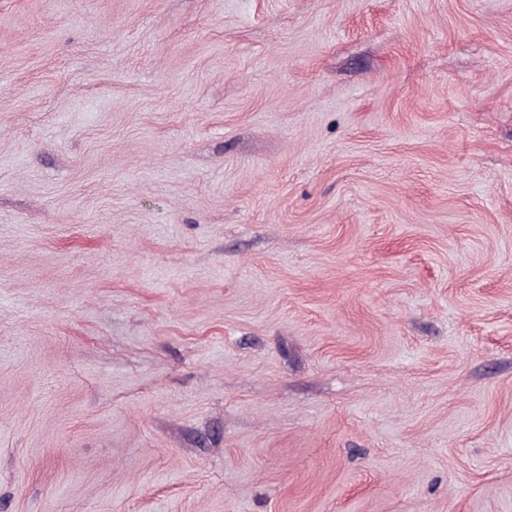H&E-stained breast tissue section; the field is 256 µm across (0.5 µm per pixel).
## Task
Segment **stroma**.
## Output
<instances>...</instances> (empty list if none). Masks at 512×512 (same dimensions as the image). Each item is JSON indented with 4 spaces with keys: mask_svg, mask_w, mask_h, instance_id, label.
<instances>
[{
    "mask_svg": "<svg viewBox=\"0 0 512 512\" xmlns=\"http://www.w3.org/2000/svg\"><path fill=\"white\" fill-rule=\"evenodd\" d=\"M0 512H512V0H0Z\"/></svg>",
    "mask_w": 512,
    "mask_h": 512,
    "instance_id": "1",
    "label": "stroma"
}]
</instances>
